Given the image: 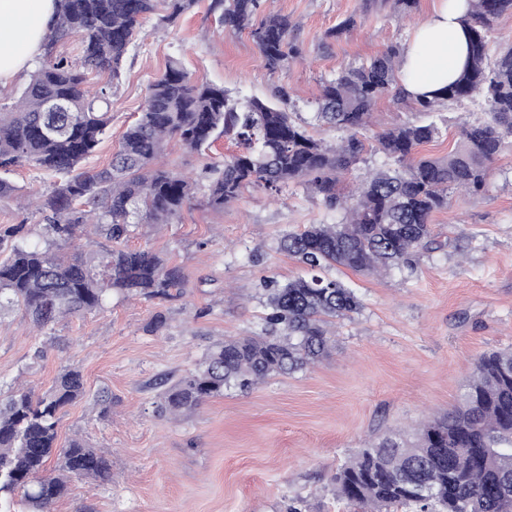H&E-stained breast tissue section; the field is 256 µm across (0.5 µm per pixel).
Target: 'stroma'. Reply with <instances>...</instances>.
I'll return each mask as SVG.
<instances>
[{"label":"stroma","instance_id":"1","mask_svg":"<svg viewBox=\"0 0 512 512\" xmlns=\"http://www.w3.org/2000/svg\"><path fill=\"white\" fill-rule=\"evenodd\" d=\"M198 0L168 24L151 17L141 27L117 79L89 73L92 86L111 84L112 124L86 162L105 166L126 126L143 109L148 87L169 60L196 80L223 87L239 102L293 92L289 111L308 121L314 138L335 141L336 130L314 123L323 81L343 67L369 60L392 44L408 45L436 0H419L412 18L399 20L363 0H264V12L287 16L302 63L269 70L248 33H227ZM355 25L335 39L327 31L346 18ZM485 109L481 96L420 113L412 101L388 93L377 104L372 131L406 120L434 122L441 134L423 156L447 155L459 123ZM219 138L205 154L177 142L164 160L193 173L197 189L171 224H137L124 248L149 249L179 267L182 294L145 300L112 292L102 311L60 321L37 335L21 312L0 313V384L19 382L41 393L65 366L78 365L86 393L65 408L59 442L75 437L105 455L112 479L79 480L55 512H358L337 498L336 469L358 449L412 429L452 408L475 359L512 346V146L491 166L487 198L455 194L432 218L436 249L417 269L363 275L343 267L326 275L350 284L363 308L329 327L333 348L302 373L274 375L252 389L226 391L194 414L170 419L156 410L164 383L193 369L229 336H258L264 327L263 282L303 275L281 251L283 234L308 224H335L339 214L302 184L272 194L243 190L221 210L205 205V163L235 152ZM17 196L0 198V225L39 223L23 196L45 193L54 179L24 165L0 173ZM164 323L154 326L155 316ZM112 394L109 409L96 401Z\"/></svg>","mask_w":512,"mask_h":512}]
</instances>
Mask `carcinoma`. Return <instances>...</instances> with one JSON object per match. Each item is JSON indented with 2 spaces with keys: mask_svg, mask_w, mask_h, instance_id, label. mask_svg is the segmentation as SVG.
<instances>
[{
  "mask_svg": "<svg viewBox=\"0 0 512 512\" xmlns=\"http://www.w3.org/2000/svg\"><path fill=\"white\" fill-rule=\"evenodd\" d=\"M197 0H55L57 19L44 42L49 60L30 78L20 98L0 110V167L30 164L58 178L34 202L43 215L44 246H32V228L0 229V312L17 308L44 331L60 320L95 312L114 290L146 299L166 298L181 279L159 254L118 247L131 224H171L194 195L192 180L159 163L169 139L200 153L223 136L241 150L206 165L207 205L216 210L248 187L279 191L288 183L310 186L330 208L343 212L338 224H310L282 236L280 248L312 271L281 283L264 282L266 335L227 337L214 344L194 369L162 394L159 411L191 414L210 398L249 390L273 375L304 371L326 357L332 320L358 313L354 289L325 277L336 266L381 274L413 268L434 244L432 216L448 209L450 194L472 198L488 187L490 165L512 139V46L492 60L487 33L512 18V0H469L460 22L469 31L466 64L438 95L415 100L432 112L447 101L484 96L487 111L462 125L442 158L418 155L439 135L434 123L402 122L369 135L377 101L396 84L395 45L323 82L316 119L343 132L336 144L315 139L307 122L286 109L288 91L276 86L266 100L242 107L226 90L191 80L170 61L148 88L140 116L127 127L111 162L101 169L80 164L109 126L111 87L91 90L85 71L114 79L142 23L164 8L175 22ZM262 0H210V13L228 32L250 34L271 70L294 63L301 52L290 42L291 23L281 14L255 17ZM390 7L409 15L417 0H365L364 7ZM82 35V63L53 55L66 36ZM62 100L65 112H48ZM48 127L55 134L45 132ZM393 167L345 182L367 148ZM116 246L99 254L94 268L77 250L91 235ZM84 393L79 367L63 368L42 394L24 387L0 392V512H54L69 485L83 478H112L107 458L79 438L58 445L64 408ZM337 497L361 512H512V348L490 350L476 361L458 404L448 413L359 449L332 480Z\"/></svg>",
  "mask_w": 512,
  "mask_h": 512,
  "instance_id": "obj_1",
  "label": "carcinoma"
}]
</instances>
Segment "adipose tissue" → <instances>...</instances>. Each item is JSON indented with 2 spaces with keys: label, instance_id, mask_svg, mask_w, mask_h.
I'll return each instance as SVG.
<instances>
[{
  "label": "adipose tissue",
  "instance_id": "ef3b65f1",
  "mask_svg": "<svg viewBox=\"0 0 512 512\" xmlns=\"http://www.w3.org/2000/svg\"><path fill=\"white\" fill-rule=\"evenodd\" d=\"M468 8L467 0H439L429 20L415 30L401 64L411 95L439 92L463 66L468 44L459 19ZM54 17V0H0V88L34 64Z\"/></svg>",
  "mask_w": 512,
  "mask_h": 512
}]
</instances>
